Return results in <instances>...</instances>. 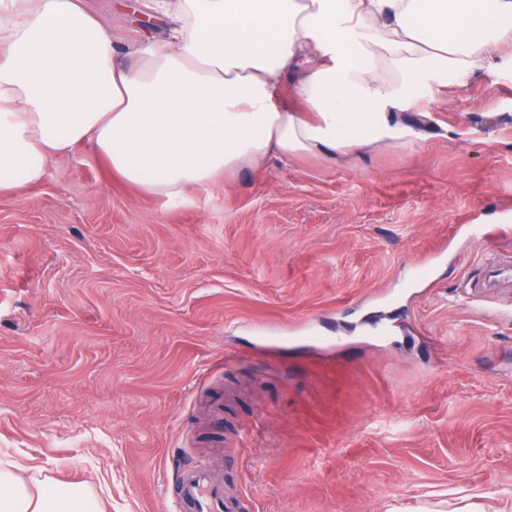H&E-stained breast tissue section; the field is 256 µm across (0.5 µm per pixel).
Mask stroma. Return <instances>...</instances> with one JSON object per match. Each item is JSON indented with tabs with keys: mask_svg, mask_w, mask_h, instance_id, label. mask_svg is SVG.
Segmentation results:
<instances>
[{
	"mask_svg": "<svg viewBox=\"0 0 512 512\" xmlns=\"http://www.w3.org/2000/svg\"><path fill=\"white\" fill-rule=\"evenodd\" d=\"M92 3L118 50L164 36ZM399 118L180 206L85 147L0 196V457L107 512H186L208 457L240 512H512V292L469 288L512 254L472 234L512 225V66Z\"/></svg>",
	"mask_w": 512,
	"mask_h": 512,
	"instance_id": "35a3bbf8",
	"label": "stroma"
}]
</instances>
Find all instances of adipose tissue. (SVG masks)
<instances>
[{
	"label": "adipose tissue",
	"mask_w": 512,
	"mask_h": 512,
	"mask_svg": "<svg viewBox=\"0 0 512 512\" xmlns=\"http://www.w3.org/2000/svg\"><path fill=\"white\" fill-rule=\"evenodd\" d=\"M167 37L119 59L86 0H0V195L89 147L177 203L240 169L336 164L412 137L429 82L512 64V0H147ZM90 487L0 461V512H83Z\"/></svg>",
	"instance_id": "obj_1"
}]
</instances>
